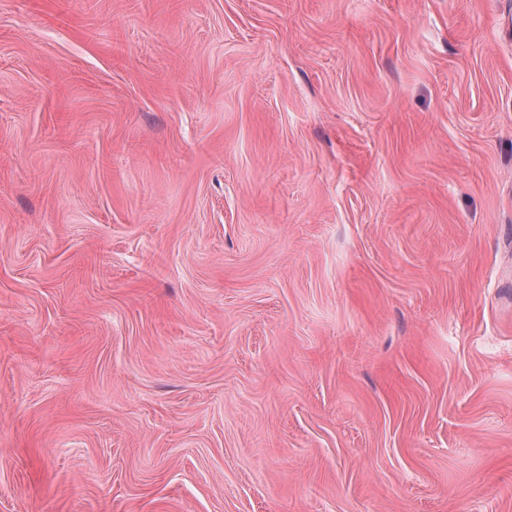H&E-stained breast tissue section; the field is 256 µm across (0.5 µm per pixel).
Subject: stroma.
Instances as JSON below:
<instances>
[{"label":"stroma","instance_id":"stroma-1","mask_svg":"<svg viewBox=\"0 0 512 512\" xmlns=\"http://www.w3.org/2000/svg\"><path fill=\"white\" fill-rule=\"evenodd\" d=\"M0 512H512V0H0Z\"/></svg>","mask_w":512,"mask_h":512}]
</instances>
